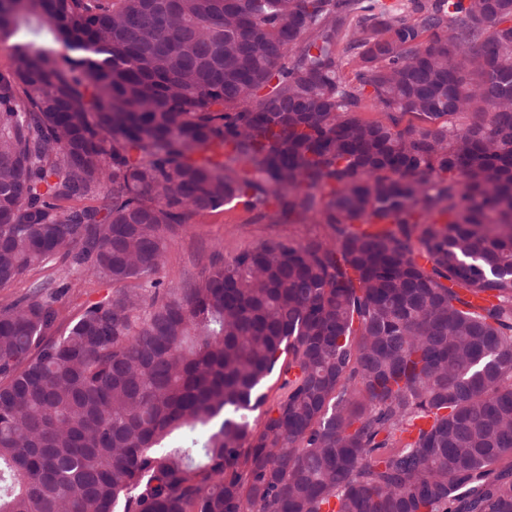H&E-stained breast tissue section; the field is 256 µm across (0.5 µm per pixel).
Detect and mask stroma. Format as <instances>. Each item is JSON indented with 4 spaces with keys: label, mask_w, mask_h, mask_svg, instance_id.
I'll return each mask as SVG.
<instances>
[{
    "label": "stroma",
    "mask_w": 512,
    "mask_h": 512,
    "mask_svg": "<svg viewBox=\"0 0 512 512\" xmlns=\"http://www.w3.org/2000/svg\"><path fill=\"white\" fill-rule=\"evenodd\" d=\"M331 230L309 217L298 224H269L255 220L243 205L231 204L192 216L168 242L158 276L166 286L183 288L213 262L275 239L306 243L328 241Z\"/></svg>",
    "instance_id": "35a3bbf8"
}]
</instances>
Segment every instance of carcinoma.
Returning a JSON list of instances; mask_svg holds the SVG:
<instances>
[{
  "mask_svg": "<svg viewBox=\"0 0 512 512\" xmlns=\"http://www.w3.org/2000/svg\"><path fill=\"white\" fill-rule=\"evenodd\" d=\"M0 45V512H512V0H0ZM233 202L332 241L156 278ZM13 40L24 41L34 48L51 46L57 57L67 53L65 46L61 42H54L50 36L38 32L37 25L34 22L29 27H23ZM86 275L72 277L73 288L67 295L62 309V321L58 328V334L64 333L69 323L80 313L87 301H95L112 291V286L105 283L91 282L88 284L84 279Z\"/></svg>",
  "mask_w": 512,
  "mask_h": 512,
  "instance_id": "1",
  "label": "carcinoma"
}]
</instances>
